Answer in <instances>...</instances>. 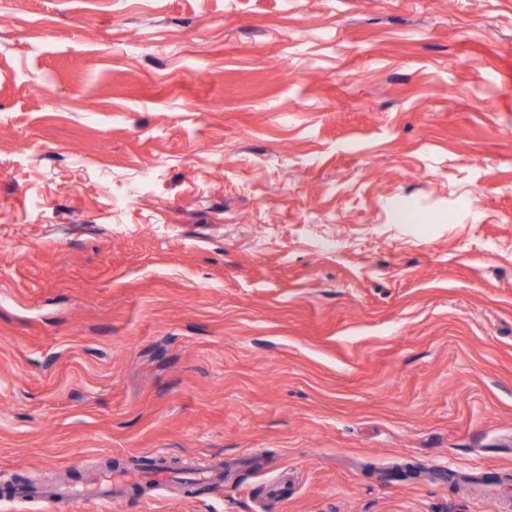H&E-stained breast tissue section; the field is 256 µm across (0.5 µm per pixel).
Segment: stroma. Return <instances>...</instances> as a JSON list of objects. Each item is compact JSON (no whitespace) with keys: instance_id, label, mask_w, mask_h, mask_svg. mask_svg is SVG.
Listing matches in <instances>:
<instances>
[{"instance_id":"1","label":"stroma","mask_w":512,"mask_h":512,"mask_svg":"<svg viewBox=\"0 0 512 512\" xmlns=\"http://www.w3.org/2000/svg\"><path fill=\"white\" fill-rule=\"evenodd\" d=\"M150 455L512 512V0H0V512Z\"/></svg>"}]
</instances>
